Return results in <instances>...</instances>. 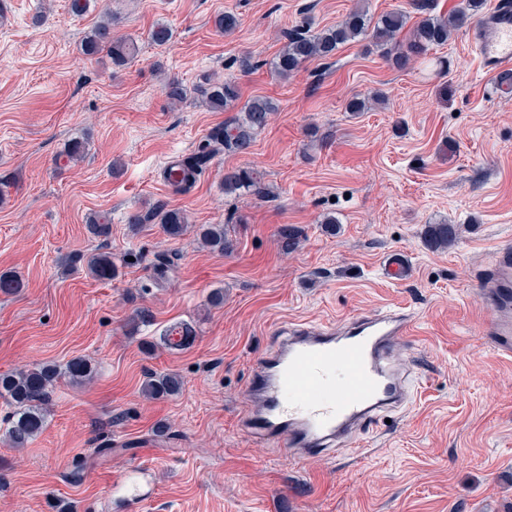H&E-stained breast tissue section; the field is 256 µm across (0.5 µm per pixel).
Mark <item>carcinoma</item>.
<instances>
[{"mask_svg": "<svg viewBox=\"0 0 512 512\" xmlns=\"http://www.w3.org/2000/svg\"><path fill=\"white\" fill-rule=\"evenodd\" d=\"M484 0H465L464 7L448 16L428 15L418 22L411 32L406 48H396L390 53L392 64L406 65L412 58H419L434 47L448 42L452 30L463 26L469 19L479 14ZM407 16L399 11H391L374 18L364 10L350 11L338 24L317 33L290 32L278 55L272 60V68L282 76H290L303 65L313 60L332 58L340 46L360 38H370L377 47L397 44V36L405 28ZM148 39L155 45L163 46L171 39V30L164 23H155ZM81 54L87 58H108L112 64L123 66L137 54L136 40L116 36L112 30V20L101 21L85 36L81 44ZM163 92L173 103L186 98L183 84L173 78L165 81ZM206 106L215 112H222L239 103L240 92L231 80L216 81L202 90ZM241 104V103H239ZM274 109L273 103L264 97H253L241 104L240 116L233 122L213 128L206 143L179 164L183 177L172 181V186L180 190L192 183L198 174L206 169L211 157L219 149L246 153L251 147L254 135L265 127ZM258 176L249 168H237L224 174V193L237 194L241 191H260ZM146 223L161 225L169 238H179L187 231V216L180 208L161 206L141 214L129 216L128 224L137 231ZM202 244L214 252L226 254L233 249L225 225L206 224L196 230ZM459 234V226L446 221L430 224L425 231V239L433 248H446L453 244ZM279 245L283 252L291 253L300 244V232L285 226L278 233ZM88 270L99 279H109L115 273L112 255L98 252L86 260ZM93 369L83 359L69 361L65 368L55 365H42L38 368L17 370L0 375V398L13 407V415L8 419L3 435L13 448H24L46 426L47 409L52 401L57 380L66 377L73 384L92 378ZM182 387L181 379L170 373H154L145 380L144 393L152 399L176 395Z\"/></svg>", "mask_w": 512, "mask_h": 512, "instance_id": "cac0c4a2", "label": "carcinoma"}]
</instances>
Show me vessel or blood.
<instances>
[{"instance_id": "b4317fda", "label": "vessel or blood", "mask_w": 512, "mask_h": 512, "mask_svg": "<svg viewBox=\"0 0 512 512\" xmlns=\"http://www.w3.org/2000/svg\"><path fill=\"white\" fill-rule=\"evenodd\" d=\"M492 38L474 32L484 70L512 72V8L492 17ZM476 281L495 317L480 334L496 355L512 359V244ZM413 319L401 311L355 316L339 325L307 322L280 327L249 376L250 407L239 426L251 437L287 447L299 458L340 452L366 424L403 407L413 379L394 357L397 341L412 337Z\"/></svg>"}]
</instances>
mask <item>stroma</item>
Returning a JSON list of instances; mask_svg holds the SVG:
<instances>
[{
    "label": "stroma",
    "instance_id": "stroma-1",
    "mask_svg": "<svg viewBox=\"0 0 512 512\" xmlns=\"http://www.w3.org/2000/svg\"><path fill=\"white\" fill-rule=\"evenodd\" d=\"M496 2L405 67L365 38L283 77L271 61L285 31L314 33L357 7L405 11L413 26L462 0H428L425 12L415 0H93L79 17L69 0H0V273L23 282L0 293V373L75 358L94 370L79 386L59 380L27 447L0 439V512H512V361L482 340L492 313L475 283L512 241V92H495L470 44ZM222 12L238 16L233 33L215 28ZM106 14L139 46L120 68L80 52ZM157 22L173 32L163 46L147 39ZM168 78L184 102L165 97ZM218 78L275 110L248 153L219 151L174 190L167 162L238 115L201 106ZM356 97L369 110L348 111ZM74 138L88 143L78 162L61 157ZM236 167L260 172L269 196L225 194ZM160 205L185 210L193 229L228 225L233 253L193 230L131 232L130 213ZM97 214L108 236L88 232ZM444 220L457 242L427 246V225ZM287 225L302 238L286 255ZM102 250L117 266L106 280L86 269ZM160 253L172 263L162 280ZM394 254L407 262L400 278L385 270ZM140 307L154 321L134 332ZM387 308L418 325L397 348L417 377L410 405L341 453L299 461L239 429L251 365L277 328ZM176 322L195 337L171 350L158 338ZM150 372L179 375L180 392L146 398ZM107 440L112 455L94 457Z\"/></svg>",
    "mask_w": 512,
    "mask_h": 512
}]
</instances>
